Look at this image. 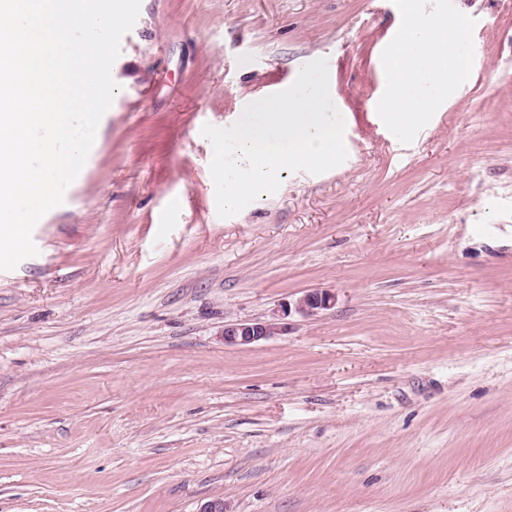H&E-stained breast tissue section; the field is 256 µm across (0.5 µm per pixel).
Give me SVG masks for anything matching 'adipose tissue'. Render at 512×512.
<instances>
[{
	"label": "adipose tissue",
	"mask_w": 512,
	"mask_h": 512,
	"mask_svg": "<svg viewBox=\"0 0 512 512\" xmlns=\"http://www.w3.org/2000/svg\"><path fill=\"white\" fill-rule=\"evenodd\" d=\"M468 29L465 15L447 16L440 0H410L399 40L388 57L390 85L379 103L400 132L419 125L456 89V76L475 63L457 49Z\"/></svg>",
	"instance_id": "1"
}]
</instances>
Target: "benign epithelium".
I'll list each match as a JSON object with an SVG mask.
<instances>
[{
	"mask_svg": "<svg viewBox=\"0 0 512 512\" xmlns=\"http://www.w3.org/2000/svg\"><path fill=\"white\" fill-rule=\"evenodd\" d=\"M335 303V296L329 291H311L300 298L294 306H280L265 320H232L224 322L222 337L224 346L239 348L266 340L288 329V317L291 312L304 316H314L330 309Z\"/></svg>",
	"mask_w": 512,
	"mask_h": 512,
	"instance_id": "7a95c632",
	"label": "benign epithelium"
}]
</instances>
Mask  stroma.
Returning <instances> with one entry per match:
<instances>
[{
	"label": "stroma",
	"instance_id": "obj_1",
	"mask_svg": "<svg viewBox=\"0 0 512 512\" xmlns=\"http://www.w3.org/2000/svg\"><path fill=\"white\" fill-rule=\"evenodd\" d=\"M443 3L476 67L398 136L403 0H141L84 171L0 271V512H512V0ZM318 58L346 160L219 217L203 126ZM335 296L329 291H311L294 304V311L304 316H315L320 311L330 309ZM291 312L292 307L286 304L281 305L280 309L265 320L225 321L221 334L225 347H245L286 332Z\"/></svg>",
	"mask_w": 512,
	"mask_h": 512
}]
</instances>
